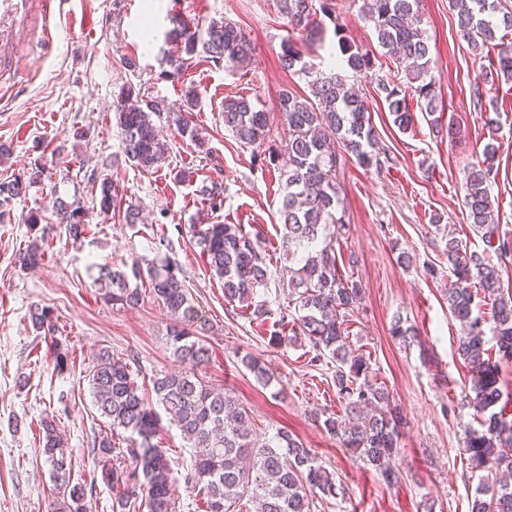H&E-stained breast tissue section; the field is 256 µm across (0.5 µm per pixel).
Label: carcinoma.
I'll return each instance as SVG.
<instances>
[{
    "label": "carcinoma",
    "instance_id": "1",
    "mask_svg": "<svg viewBox=\"0 0 512 512\" xmlns=\"http://www.w3.org/2000/svg\"><path fill=\"white\" fill-rule=\"evenodd\" d=\"M420 0H363L361 15L371 24L381 55L348 40L345 29L334 25L336 44L330 48L331 65L342 67L352 77L366 78L388 57L402 65L406 85L389 79L377 83V96L401 131L412 128L414 114L409 97H416L420 112L426 114L432 132L452 137L453 124L441 123L444 111L439 101L435 64L419 9ZM456 12L458 34L473 55L498 47L497 64L482 68L471 83L473 100L483 106L487 87L512 82V46L496 45V31L512 30V11L503 0H451ZM278 12L286 20L288 35L281 44L280 67L309 78L310 95L284 88L278 96V115L283 126L281 138L288 166L278 207L283 247L288 259V287L296 296L299 316L293 320L300 334L307 337L321 356L335 364L336 395L345 403L346 417L328 416L324 426L345 447L359 454L374 467L388 485L401 479L393 464L398 453L402 416L390 393L366 379L370 364L349 349L347 317L362 297L354 272L339 267L336 250L327 239L332 224H344L336 182L341 164L335 143L366 167H380L377 132L370 107L355 86L338 73L315 68L301 52L297 40H306L324 32L323 19L336 20V0H276ZM178 54L173 70L163 71L158 79L167 81L181 76L189 60L202 57L224 67L236 68L254 59V48L247 34L235 23L222 18L212 20L205 31L184 21L176 22L169 32ZM199 92L191 87L178 107L159 96L140 94L132 89L117 100L115 112L122 135L123 153L133 166L152 172L165 163L167 147L159 138L155 119L166 116L181 136L203 145L188 114L198 105ZM224 128L238 143L251 150L255 158L268 163L277 155L271 151L274 126L271 113L251 99L238 96L224 99ZM497 148L491 141L482 157L468 169L464 183V206L474 231L481 234L484 253L469 252L462 243L450 238L444 254L454 276L448 290V311L463 327L457 354L472 373L470 390L473 407L481 418L482 429L469 433L463 454L471 471H488L491 478L475 489L471 512H512V416L509 401L502 400L497 361L486 348L482 320L474 314L473 285H478L490 301L495 323L494 333L499 359L512 358V292L504 290L499 270L484 254L507 252L509 242L497 234L489 186L496 170ZM46 167H37L27 175L0 181V223L10 215L11 202L26 192L27 184L44 176ZM209 207L222 206L224 187L211 182L201 188ZM99 214L112 213L118 188L108 178L98 187ZM56 211L72 239L85 231L87 213L79 204L58 198ZM206 263L224 280V299L228 303H251L257 286L268 279V266L258 242L240 224H210L196 235ZM41 247L29 244L16 255L22 269L38 266ZM180 270L167 261L147 266L137 259L127 269H116L102 278L103 297L114 305L135 307L142 300L140 288L130 281L145 282L150 294L160 300L172 316L167 343L173 357L187 365L184 371H164L152 379L150 398L135 382L130 364L111 351L99 350L88 383L94 405L108 423L109 432L93 442L92 453L102 481L117 490L112 512H129L136 503H144L146 512H176L175 478L165 449L155 439L161 428L159 410L194 449L184 479L203 499L205 512H243L254 503L258 512H311L320 496H336V479L318 464L303 443L286 432H278L258 445L249 410L232 393L206 384L196 370L209 361L210 351L198 336L201 316L194 309L189 290L179 277ZM30 320L37 335L51 340L54 370L63 374L72 367L68 345L56 337L57 318L47 308H36ZM244 366L264 385L270 377L264 364L247 355ZM41 454L50 466V476L62 493L60 512H85V500L92 489L72 479V452L59 435L56 420L40 421ZM133 437L130 448H117L116 433ZM127 456L132 468L124 469L114 461Z\"/></svg>",
    "mask_w": 512,
    "mask_h": 512
}]
</instances>
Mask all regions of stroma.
<instances>
[{"instance_id":"obj_1","label":"stroma","mask_w":512,"mask_h":512,"mask_svg":"<svg viewBox=\"0 0 512 512\" xmlns=\"http://www.w3.org/2000/svg\"><path fill=\"white\" fill-rule=\"evenodd\" d=\"M51 21L53 39L41 38L42 22L32 15L20 47L19 72L0 73V180L53 164L14 200L10 218L0 223V512H57L58 494L38 444L39 418L54 416L73 453L75 479L93 484L89 512H112L114 495L101 480L91 454L95 435L106 426L88 383L92 356L109 348L130 361L135 380L150 388L156 373L178 369L166 343L170 315L152 295L136 307L104 299L100 276L131 259L170 260L177 264L192 304L206 320L204 336L212 351L201 375L210 385L233 392L248 408L262 437L285 430L310 448L334 472L338 494L317 501L314 512H471L480 476L463 455L468 433L480 426L472 407L471 374L456 353L462 329L448 312L452 280L444 253L448 237L482 251L462 206L465 173L487 143V118H495L499 152L490 184L499 234L512 240V83L490 92L495 114L475 107L470 82L488 59L474 57L457 35L448 0H421L424 28L436 59L438 95L444 118L459 132L433 136L426 119L416 116L410 131L393 124L375 94L378 79L393 77L392 62L359 79L380 143L381 169H368L343 157L339 169L346 222L330 227L336 257H357L355 277L363 298L350 315L348 340L370 358L368 379L387 388L402 417L396 457L400 483L387 485L379 472L329 434L324 419L343 414L334 369L305 336L285 330L271 342L270 330L292 300L284 270L286 251L277 209L281 197L279 165L255 163L225 130L221 105L230 96L259 99L275 110L283 88L309 94L305 77L281 70L277 56L287 25L275 0H62ZM206 29L227 18L255 46L245 68L212 62L189 65L177 82L157 81L168 68L175 46L167 39L173 18ZM135 57L136 69L124 60ZM195 87L200 104L191 121L205 138L196 146L175 126L160 122L169 153L161 168L140 172L125 162L113 103L126 88L179 102ZM186 180H177V171ZM111 179L119 189L112 214L99 216L94 182ZM224 186V204H201L199 189L210 181ZM79 202L87 213L83 237L72 239L53 207L55 198ZM139 207L142 223H125L128 205ZM39 214L45 232V258L37 268L18 267L14 256L34 237L30 214ZM240 224L257 238L271 276L252 302L264 320L253 321L239 304L224 299L223 281L208 267L193 229L209 224ZM53 310L59 331L75 356L70 371L57 374L52 344L36 335L31 307ZM414 335L392 336L394 321ZM260 357L273 378L261 385L241 363ZM172 460L176 512H198V499L182 477L192 451L175 427L158 436Z\"/></svg>"}]
</instances>
